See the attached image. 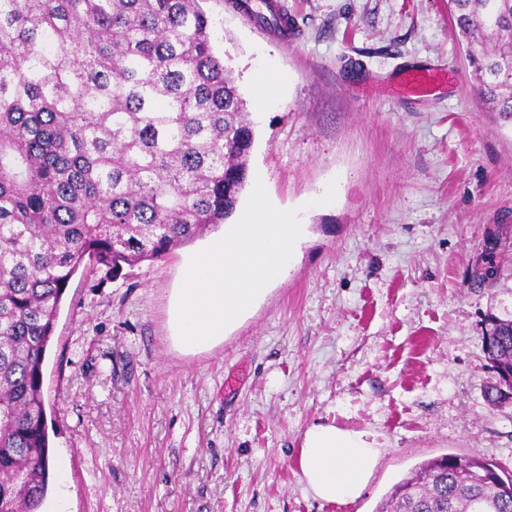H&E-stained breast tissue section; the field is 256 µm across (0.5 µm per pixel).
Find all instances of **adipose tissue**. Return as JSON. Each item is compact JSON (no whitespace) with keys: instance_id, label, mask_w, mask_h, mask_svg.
Segmentation results:
<instances>
[{"instance_id":"adipose-tissue-1","label":"adipose tissue","mask_w":512,"mask_h":512,"mask_svg":"<svg viewBox=\"0 0 512 512\" xmlns=\"http://www.w3.org/2000/svg\"><path fill=\"white\" fill-rule=\"evenodd\" d=\"M380 456L366 431L316 423L303 435L300 480L316 499L348 503L360 497Z\"/></svg>"}]
</instances>
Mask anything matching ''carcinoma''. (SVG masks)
Listing matches in <instances>:
<instances>
[{
	"instance_id": "cac0c4a2",
	"label": "carcinoma",
	"mask_w": 512,
	"mask_h": 512,
	"mask_svg": "<svg viewBox=\"0 0 512 512\" xmlns=\"http://www.w3.org/2000/svg\"><path fill=\"white\" fill-rule=\"evenodd\" d=\"M471 84L512 121V0H448ZM254 129L198 0H0V512L50 479L43 363L70 279L160 260L226 223ZM483 352L497 406L512 320ZM500 466L448 454L376 512H512Z\"/></svg>"
}]
</instances>
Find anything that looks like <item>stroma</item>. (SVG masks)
Returning <instances> with one entry per match:
<instances>
[{"instance_id":"35a3bbf8","label":"stroma","mask_w":512,"mask_h":512,"mask_svg":"<svg viewBox=\"0 0 512 512\" xmlns=\"http://www.w3.org/2000/svg\"><path fill=\"white\" fill-rule=\"evenodd\" d=\"M201 0L247 101L251 181L298 210L284 277L200 353L171 338L194 240L113 277L70 280L43 365L49 512H376L418 464L478 453L512 472V406L487 316L512 319V126L473 95L448 0H275L294 41ZM447 84L393 93L404 73ZM280 79L261 99L264 72ZM336 198L318 199L328 183ZM376 434L355 501L299 479L312 424ZM482 347L496 377L495 383L484 388V397L495 407L504 397L502 387L512 378V320L490 317Z\"/></svg>"}]
</instances>
